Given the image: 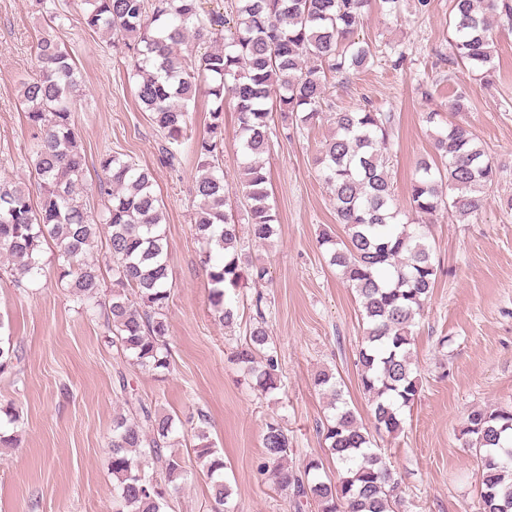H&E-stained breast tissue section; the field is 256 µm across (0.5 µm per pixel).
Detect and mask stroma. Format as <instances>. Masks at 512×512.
<instances>
[{
  "label": "stroma",
  "instance_id": "35a3bbf8",
  "mask_svg": "<svg viewBox=\"0 0 512 512\" xmlns=\"http://www.w3.org/2000/svg\"><path fill=\"white\" fill-rule=\"evenodd\" d=\"M452 8L453 0H401L399 14L390 15L370 0L359 35L376 45L374 65L345 81L331 79L324 119L291 139H275L266 157L278 232L272 242L250 248L268 269L265 282H243L234 298L246 316L256 295L267 300L269 335L282 368L281 385L269 395L254 389L232 358L244 326H222L209 303L203 246L194 230L193 158L183 156L174 169L160 162L165 135L140 109L131 64L105 31L88 29L77 14L54 29L82 86L74 122L85 208L96 216L105 211L97 191L105 154L121 153L154 174L171 268V365L155 372L117 352L103 318L87 316L72 301L55 245L44 247L42 274L23 285L0 265V342L23 354L19 372L0 373V432L19 436L15 447H0V512H112L108 442L113 417L126 409L114 386L120 376L129 396L175 419L187 476L168 512H210L209 481L193 451L192 418L200 411L224 456L233 512H318L312 503L295 506L291 493L265 482L258 466L265 424L275 419L288 431L291 466L319 459L335 474L322 437L327 400L312 384L320 370L341 378L358 419L371 421L356 362L364 335L359 303L319 245L321 233L339 236L343 227L315 164L333 133L328 113L366 105L396 115L391 173L402 212L411 210L418 160L434 154L435 129L426 113L469 125L497 168L477 214L463 220L442 210L428 219L441 273L412 345L421 390L402 411V431L375 442L401 485L397 512H476L478 467L464 446L462 424L474 407L512 405V210L504 205L512 197V26L496 29L495 73L488 82L451 55ZM48 24L33 0H0V177L26 183L34 195L39 185L28 158L21 83ZM459 95L468 99V111H452ZM236 129L235 112L226 108L222 161L233 199L242 195ZM11 411L21 432L8 422Z\"/></svg>",
  "mask_w": 512,
  "mask_h": 512
}]
</instances>
